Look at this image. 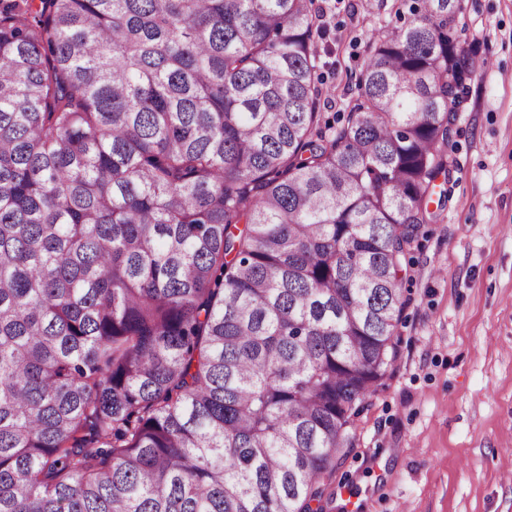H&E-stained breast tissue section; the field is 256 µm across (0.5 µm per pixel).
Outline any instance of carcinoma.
I'll return each instance as SVG.
<instances>
[{
  "label": "carcinoma",
  "instance_id": "carcinoma-1",
  "mask_svg": "<svg viewBox=\"0 0 512 512\" xmlns=\"http://www.w3.org/2000/svg\"><path fill=\"white\" fill-rule=\"evenodd\" d=\"M312 5L0 2V512H316L480 63L393 0L336 127Z\"/></svg>",
  "mask_w": 512,
  "mask_h": 512
}]
</instances>
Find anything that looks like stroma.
Here are the masks:
<instances>
[{
  "label": "stroma",
  "instance_id": "stroma-1",
  "mask_svg": "<svg viewBox=\"0 0 512 512\" xmlns=\"http://www.w3.org/2000/svg\"><path fill=\"white\" fill-rule=\"evenodd\" d=\"M486 64L457 112L447 201L406 253L398 355L324 512H512V0H465ZM325 118L369 54L378 0H314Z\"/></svg>",
  "mask_w": 512,
  "mask_h": 512
}]
</instances>
